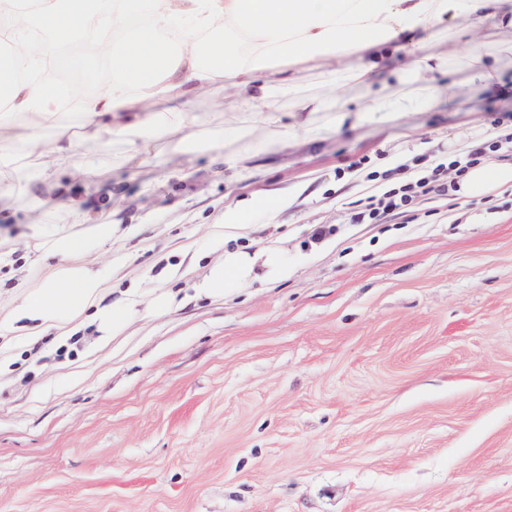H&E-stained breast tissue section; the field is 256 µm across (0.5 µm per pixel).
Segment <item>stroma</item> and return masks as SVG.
Here are the masks:
<instances>
[{"mask_svg":"<svg viewBox=\"0 0 512 512\" xmlns=\"http://www.w3.org/2000/svg\"><path fill=\"white\" fill-rule=\"evenodd\" d=\"M466 100L380 113L270 150L227 142L133 168L95 154L90 183L61 176L110 244L92 253L105 298L134 314L57 343L0 346V512H512V186L458 197L449 157L512 163L508 96L452 70ZM444 164L448 189L375 224L369 197ZM271 190L276 217L224 234L225 207ZM87 227L17 202L0 211V282H34L32 223ZM277 249L202 295L225 249ZM173 305L152 311L153 300Z\"/></svg>","mask_w":512,"mask_h":512,"instance_id":"35a3bbf8","label":"stroma"}]
</instances>
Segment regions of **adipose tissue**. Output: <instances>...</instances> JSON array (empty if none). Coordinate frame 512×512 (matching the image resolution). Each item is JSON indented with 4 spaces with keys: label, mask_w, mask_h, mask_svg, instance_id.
Masks as SVG:
<instances>
[{
    "label": "adipose tissue",
    "mask_w": 512,
    "mask_h": 512,
    "mask_svg": "<svg viewBox=\"0 0 512 512\" xmlns=\"http://www.w3.org/2000/svg\"><path fill=\"white\" fill-rule=\"evenodd\" d=\"M449 15L477 28L512 29V0H112L104 12L91 0H0V206L17 197L41 205L43 190L59 185L49 172L55 157L67 160L78 176L94 177L97 165L78 149L83 140L103 151L111 140H125L140 166L157 165L153 139L160 132L172 135L173 154H189L192 143L185 134L198 123L194 100L208 88L237 91V111L261 129L280 124V100L295 99L301 117L293 128L302 132L309 129L307 114L332 109L325 99L298 94L296 76L306 69L319 70L328 84L357 89L358 110L369 116L455 100L462 84L435 79L444 59L399 43L405 31L436 29ZM77 40L90 46L91 62L111 71L112 79L81 98L68 120L50 88L51 49ZM396 46L408 63L391 76L396 83L415 84L409 97L373 88L372 72ZM502 55L512 56V37L500 41L493 54L482 38H471L461 63L490 86L498 80ZM510 183L512 165L480 163L459 180L457 193L478 197ZM285 203L281 194L267 192L225 208L219 221L237 229L253 212L272 216ZM62 205L90 225V233L55 235L46 225H35V235L48 243L39 255L45 273L0 317V337L36 342L50 334L69 336L87 318L108 337L130 317L129 303H105L103 271L80 261L111 243L112 224L92 220L79 199ZM258 263L280 273L288 269L272 249L257 258L228 250L211 268L203 293L223 296L246 282Z\"/></svg>",
    "instance_id": "1"
}]
</instances>
